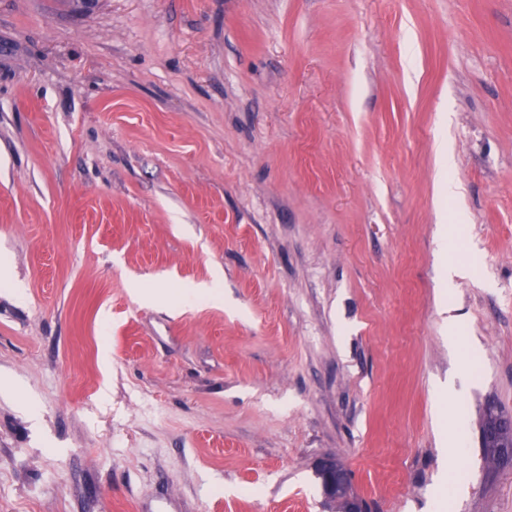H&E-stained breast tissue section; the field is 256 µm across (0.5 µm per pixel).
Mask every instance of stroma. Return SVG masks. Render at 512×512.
<instances>
[{"mask_svg": "<svg viewBox=\"0 0 512 512\" xmlns=\"http://www.w3.org/2000/svg\"><path fill=\"white\" fill-rule=\"evenodd\" d=\"M498 412L512 0H0V512H512ZM317 475L321 480L324 497L327 500L336 501L346 499L350 505H357L347 509L349 512H364L362 498L357 496L353 490V484L350 474L341 469L332 458H324L317 464ZM341 507L346 511V504L341 503Z\"/></svg>", "mask_w": 512, "mask_h": 512, "instance_id": "1", "label": "stroma"}]
</instances>
